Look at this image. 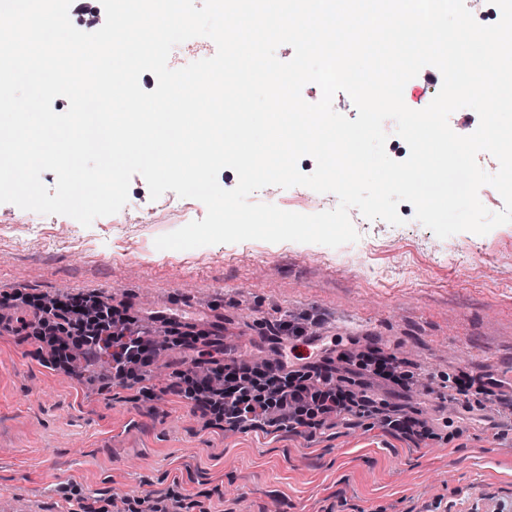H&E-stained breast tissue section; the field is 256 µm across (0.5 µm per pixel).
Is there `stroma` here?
<instances>
[{
	"mask_svg": "<svg viewBox=\"0 0 512 512\" xmlns=\"http://www.w3.org/2000/svg\"><path fill=\"white\" fill-rule=\"evenodd\" d=\"M154 220L82 226L0 203V291L93 293L140 313L175 310L236 329L244 359L266 358L262 324L313 315L327 341L394 352L441 388L467 372L512 371V224L438 238L417 220L360 224V240L396 238L367 261L324 257L315 243L244 241L176 251L154 245L179 227L161 200ZM45 235L25 233L23 220ZM458 246L435 264L433 245ZM80 383L48 367L32 344L0 330V512H125L137 497L175 492L193 512H512V420L456 431L455 408L408 394L445 434L402 435L337 422L314 436L272 427L245 432L206 422L190 400L147 401L94 362Z\"/></svg>",
	"mask_w": 512,
	"mask_h": 512,
	"instance_id": "35a3bbf8",
	"label": "stroma"
}]
</instances>
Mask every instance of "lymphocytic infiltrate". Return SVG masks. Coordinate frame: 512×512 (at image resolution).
I'll return each instance as SVG.
<instances>
[{"label": "lymphocytic infiltrate", "instance_id": "obj_1", "mask_svg": "<svg viewBox=\"0 0 512 512\" xmlns=\"http://www.w3.org/2000/svg\"><path fill=\"white\" fill-rule=\"evenodd\" d=\"M4 310L16 311L15 333L33 338L39 350L48 351L53 369L82 377L85 363L98 357L105 339H112L113 378L133 380L149 400L167 394L184 397L231 430L269 425L311 436L339 419L366 418L419 442L435 436L417 410H404L389 397L371 393L370 384L375 380L397 396L418 386V375L404 369L393 353L372 347L358 354L335 355L322 347L307 362L290 360L291 342L312 343L313 326L309 323L286 320L270 325L268 342L275 361L248 368L219 337L210 339L208 345L221 363L207 366L200 357L197 336H190L180 344L187 354L182 369L160 387L153 382L152 367L163 347L154 331L130 314L127 304L112 305L82 293L59 299L35 298L17 290L0 292V311ZM476 385L487 400L512 411V391H504L503 380L489 376L478 382L464 372L448 382V399L461 417L478 409L470 398Z\"/></svg>", "mask_w": 512, "mask_h": 512}]
</instances>
